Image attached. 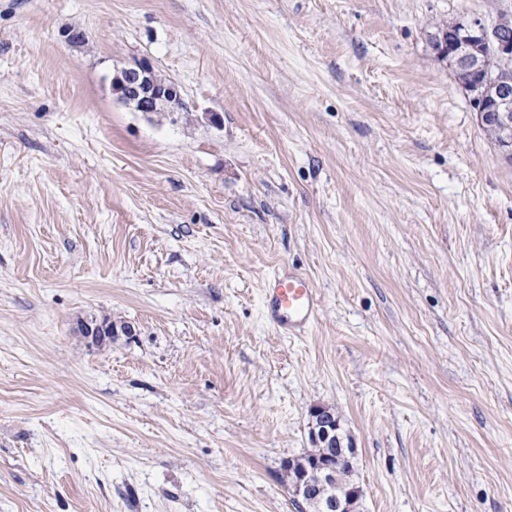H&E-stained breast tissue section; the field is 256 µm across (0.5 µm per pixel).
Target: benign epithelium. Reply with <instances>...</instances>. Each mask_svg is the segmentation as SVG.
<instances>
[{
	"mask_svg": "<svg viewBox=\"0 0 512 512\" xmlns=\"http://www.w3.org/2000/svg\"><path fill=\"white\" fill-rule=\"evenodd\" d=\"M435 44L442 58L455 71L457 82L466 85L480 123L485 128H497L503 138L495 143L501 157L512 163V75L499 74L493 87H485L486 59L479 47L486 44L497 60L512 64V19L503 17L488 26L482 20L461 15L448 24V29L435 34ZM126 97L135 102L139 111L151 112L157 104V93L150 84V66L138 62L124 69ZM123 333L135 336V329L126 325L120 329L107 325L85 324L84 336L94 345H101ZM311 441L321 454L300 462L294 469L289 490L300 503L314 495L313 489L334 493L323 501L325 512H349L362 496L360 486L344 489L337 483L338 474L353 467L355 448L346 441L340 420L327 406L316 405L310 410Z\"/></svg>",
	"mask_w": 512,
	"mask_h": 512,
	"instance_id": "7a95c632",
	"label": "benign epithelium"
}]
</instances>
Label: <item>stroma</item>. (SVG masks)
I'll return each instance as SVG.
<instances>
[{"instance_id": "obj_1", "label": "stroma", "mask_w": 512, "mask_h": 512, "mask_svg": "<svg viewBox=\"0 0 512 512\" xmlns=\"http://www.w3.org/2000/svg\"><path fill=\"white\" fill-rule=\"evenodd\" d=\"M464 13L512 0H0V512H302L317 404L361 512H512V164L432 45ZM139 60L186 111L117 98ZM263 309L266 317L285 334L294 335L315 319V290L307 277L281 268L265 283Z\"/></svg>"}]
</instances>
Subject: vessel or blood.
<instances>
[{"label": "vessel or blood", "mask_w": 512, "mask_h": 512, "mask_svg": "<svg viewBox=\"0 0 512 512\" xmlns=\"http://www.w3.org/2000/svg\"><path fill=\"white\" fill-rule=\"evenodd\" d=\"M263 309L266 317L285 334H296L316 316L315 290L301 274L286 269L275 271L263 289Z\"/></svg>", "instance_id": "vessel-or-blood-1"}]
</instances>
